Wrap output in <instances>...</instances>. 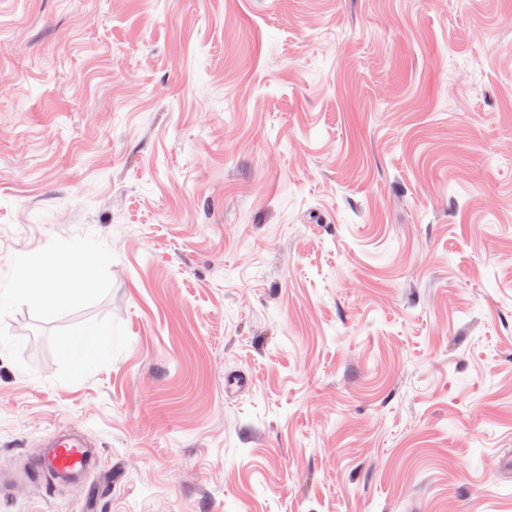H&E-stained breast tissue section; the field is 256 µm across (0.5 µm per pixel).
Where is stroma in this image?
<instances>
[{"instance_id":"1","label":"stroma","mask_w":512,"mask_h":512,"mask_svg":"<svg viewBox=\"0 0 512 512\" xmlns=\"http://www.w3.org/2000/svg\"><path fill=\"white\" fill-rule=\"evenodd\" d=\"M0 75V291L96 283L0 308V512H512V0H0ZM34 268L29 260L21 262L12 288L0 292L1 308L6 302L24 301L50 316L75 305L87 290L92 289L86 279L61 284L55 277L36 276ZM112 333L105 332L97 327H88L80 334L67 340L65 352L69 359L78 362L84 355L92 350L111 347ZM49 448L52 449V460L58 471H82L90 469V455L85 441L71 436L55 439Z\"/></svg>"}]
</instances>
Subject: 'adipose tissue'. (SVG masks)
I'll list each match as a JSON object with an SVG mask.
<instances>
[{"mask_svg":"<svg viewBox=\"0 0 512 512\" xmlns=\"http://www.w3.org/2000/svg\"><path fill=\"white\" fill-rule=\"evenodd\" d=\"M87 280L60 283L54 277H38L30 261H22L12 288L0 292V306L7 302H26L46 315H53L60 309L75 305L90 290Z\"/></svg>","mask_w":512,"mask_h":512,"instance_id":"obj_1","label":"adipose tissue"}]
</instances>
